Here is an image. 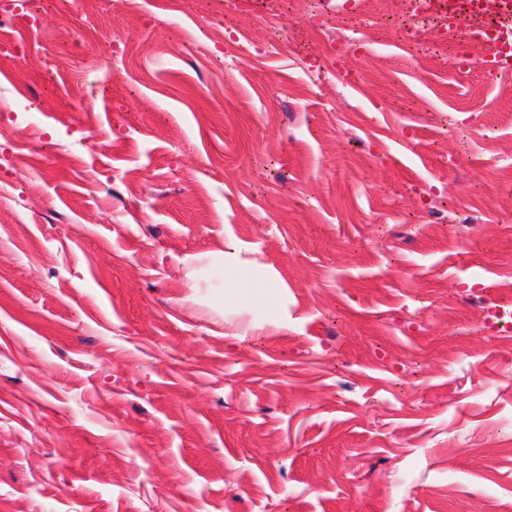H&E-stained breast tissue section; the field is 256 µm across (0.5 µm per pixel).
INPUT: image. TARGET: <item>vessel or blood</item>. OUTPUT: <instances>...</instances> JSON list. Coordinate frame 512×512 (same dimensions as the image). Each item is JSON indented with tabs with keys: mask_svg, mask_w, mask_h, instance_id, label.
Masks as SVG:
<instances>
[{
	"mask_svg": "<svg viewBox=\"0 0 512 512\" xmlns=\"http://www.w3.org/2000/svg\"><path fill=\"white\" fill-rule=\"evenodd\" d=\"M415 8L437 15L444 32L487 45L481 67L488 76L512 71V0H417Z\"/></svg>",
	"mask_w": 512,
	"mask_h": 512,
	"instance_id": "obj_1",
	"label": "vessel or blood"
}]
</instances>
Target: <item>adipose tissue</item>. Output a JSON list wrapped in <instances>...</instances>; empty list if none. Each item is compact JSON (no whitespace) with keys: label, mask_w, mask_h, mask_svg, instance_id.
<instances>
[{"label":"adipose tissue","mask_w":512,"mask_h":512,"mask_svg":"<svg viewBox=\"0 0 512 512\" xmlns=\"http://www.w3.org/2000/svg\"><path fill=\"white\" fill-rule=\"evenodd\" d=\"M223 261L226 309H264L280 303L283 290L275 274L240 241L226 244Z\"/></svg>","instance_id":"1"}]
</instances>
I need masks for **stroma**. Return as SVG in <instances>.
Listing matches in <instances>:
<instances>
[{"instance_id":"1","label":"stroma","mask_w":512,"mask_h":512,"mask_svg":"<svg viewBox=\"0 0 512 512\" xmlns=\"http://www.w3.org/2000/svg\"><path fill=\"white\" fill-rule=\"evenodd\" d=\"M405 0H41L0 61V512H512V73ZM121 105H114V94ZM288 324L238 339L224 241ZM255 254L238 240L225 245V312L242 307L264 309L280 303L283 286L269 266Z\"/></svg>"}]
</instances>
